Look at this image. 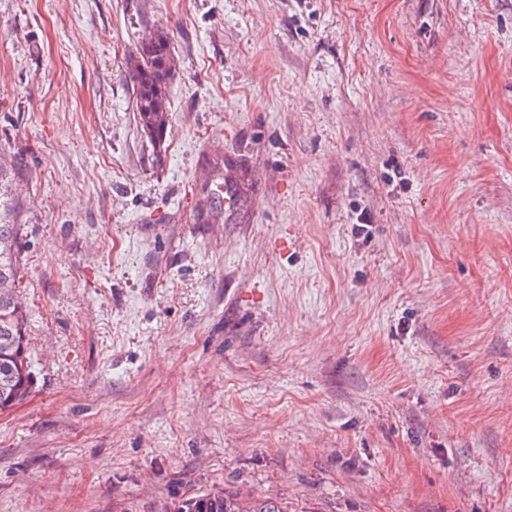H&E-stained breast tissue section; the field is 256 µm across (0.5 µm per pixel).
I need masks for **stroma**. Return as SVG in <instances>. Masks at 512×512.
<instances>
[{
  "label": "stroma",
  "mask_w": 512,
  "mask_h": 512,
  "mask_svg": "<svg viewBox=\"0 0 512 512\" xmlns=\"http://www.w3.org/2000/svg\"><path fill=\"white\" fill-rule=\"evenodd\" d=\"M0 158V512H512V0H0ZM154 38V33L142 43ZM171 54L169 33L156 31L154 41L140 44L129 59V78L133 85L135 107L140 127L158 148L163 145L170 122L169 82L171 70L167 60ZM161 109V112H159ZM10 167L0 162V279H9L15 289L21 288L25 262L18 248L20 224H14ZM15 289L7 280H0V296L15 298ZM27 324L28 314L22 305L18 306L0 298V344L2 345L5 339H11L15 344L12 353L16 355V360H11L9 363H3V360L0 359V396L1 393L4 395L6 386L3 370V366H5L6 370L12 369L23 374L24 380L21 382L18 376L16 382L12 384L13 388H11L17 387L14 395L17 402L26 398L32 383L31 364L27 357ZM206 503L205 511L201 509ZM166 511H164V509ZM163 512H288L287 506L279 499L255 495L238 488L215 489L196 497L177 499L166 503Z\"/></svg>",
  "instance_id": "35a3bbf8"
}]
</instances>
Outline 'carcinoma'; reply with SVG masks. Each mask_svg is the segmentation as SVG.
Returning a JSON list of instances; mask_svg holds the SVG:
<instances>
[{"instance_id": "carcinoma-1", "label": "carcinoma", "mask_w": 512, "mask_h": 512, "mask_svg": "<svg viewBox=\"0 0 512 512\" xmlns=\"http://www.w3.org/2000/svg\"><path fill=\"white\" fill-rule=\"evenodd\" d=\"M171 54L169 33L156 31L154 41L139 45L129 59V78L133 85L135 107L140 127L150 131V140L163 145L170 122L169 82L171 70L167 60ZM20 225L15 223L12 204L10 167L0 162V279L10 280L14 287L23 283L25 262L18 248ZM28 314L24 307L0 298V344L14 342L16 359H0V394L6 386L4 370L23 374L16 380L15 398L23 401L32 383L31 364L27 357ZM166 512H288L279 499L255 495L238 488L209 490L188 499H177L166 504Z\"/></svg>"}]
</instances>
